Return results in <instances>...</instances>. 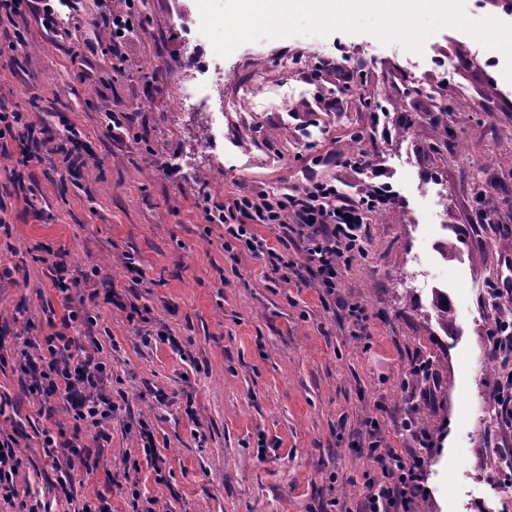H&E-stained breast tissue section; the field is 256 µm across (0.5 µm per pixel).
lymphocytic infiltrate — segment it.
Listing matches in <instances>:
<instances>
[{
  "label": "lymphocytic infiltrate",
  "mask_w": 512,
  "mask_h": 512,
  "mask_svg": "<svg viewBox=\"0 0 512 512\" xmlns=\"http://www.w3.org/2000/svg\"><path fill=\"white\" fill-rule=\"evenodd\" d=\"M338 163L363 172L368 182L359 197H351L336 183L309 179L302 188L288 193L265 190L238 195L205 207V219L220 224L231 239L253 254L279 261L281 272L305 268L322 290L323 300L335 299L341 275L352 261L365 255L367 220L371 212L394 203L396 193L382 181L380 166L368 154L340 155ZM275 224L283 228L278 246H270L256 228ZM294 242L297 258H284L281 245ZM76 311L62 319L63 328L38 339L24 337L16 343L19 370L26 378L30 398L41 410H50L52 400H61L73 421L72 431L45 436L46 446L77 454L84 426H103L112 417V398L104 391L106 366L86 350L75 349L67 327L76 321ZM412 429L411 417L401 421ZM367 455L376 469L363 485L355 512H412L424 493V452L431 446L427 433L413 431L416 447H389L378 436L377 419H368Z\"/></svg>",
  "instance_id": "lymphocytic-infiltrate-1"
}]
</instances>
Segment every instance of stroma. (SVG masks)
<instances>
[{"mask_svg": "<svg viewBox=\"0 0 512 512\" xmlns=\"http://www.w3.org/2000/svg\"><path fill=\"white\" fill-rule=\"evenodd\" d=\"M112 5L79 0L54 31L29 10L0 20V106L45 128L38 146L17 138L0 157V265L15 270L0 284V432L18 436L23 459L0 512L36 499L51 512H131L136 492L158 512H348L373 471L357 446L364 420L402 448L397 423L418 412L434 446L416 512H500L506 479L489 460L512 448V428L485 424L500 378L487 325L512 320V302L495 310L485 297L512 273L503 54L444 28L419 54L335 32L221 57L189 37L197 0H138L115 56L101 44ZM343 59L353 69L344 86L333 69ZM112 113L124 135L109 128ZM352 145L381 163L397 198L369 215L342 304L326 305L306 271L285 281L266 257L229 260L207 201L277 192L311 173L355 191L362 175L329 158ZM30 150L38 162L18 164ZM60 249L74 281L66 295L47 276ZM70 298L96 321L70 333L97 348L117 410L82 431V460L62 484L44 433L70 418L61 407L46 418L25 395L14 341L60 330ZM348 302L364 308L365 336ZM416 357L431 378L413 374ZM127 462L137 471L120 489Z\"/></svg>", "mask_w": 512, "mask_h": 512, "instance_id": "1", "label": "stroma"}]
</instances>
